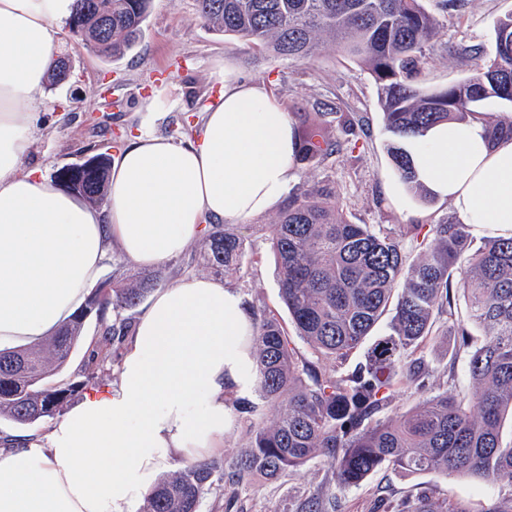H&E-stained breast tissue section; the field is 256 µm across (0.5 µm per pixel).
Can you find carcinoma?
Masks as SVG:
<instances>
[{
    "label": "carcinoma",
    "instance_id": "1",
    "mask_svg": "<svg viewBox=\"0 0 512 512\" xmlns=\"http://www.w3.org/2000/svg\"><path fill=\"white\" fill-rule=\"evenodd\" d=\"M422 0H195L199 17L212 28L247 42L255 52L273 51L290 60L310 58L329 44L368 69L378 85L393 167L407 187L416 182L407 144L426 128L462 120L491 103H512V14L493 25L494 53L467 50L474 74L456 84L427 89L417 82L436 21ZM152 0H74L66 19L69 33L103 58L120 57L142 37ZM325 112H306L294 127L295 162H321L343 147L356 146L359 120L340 117L329 129ZM89 168L56 172L57 182L89 204L104 202L110 157L91 156ZM280 297L296 335L316 360L298 362L288 333L275 315L251 310V375L259 398L272 410L269 422L253 429L250 443L217 464L192 462L164 478L147 494L141 512H200L215 483L239 485L323 457L334 464L336 488L362 482L382 467L414 474H470L489 483H512V439L502 427L512 414V238L493 237L473 251L464 224H408L398 232L356 224L336 203V188L319 186L290 193L270 227ZM424 250L404 270L407 249ZM244 239L228 224H210L200 256L216 275L240 269ZM402 288H397L398 283ZM159 286L140 271L114 284L103 283L43 344L0 350V417L29 425L62 411L74 384L50 382L76 347L85 320L102 326L99 349L133 336L122 311L137 306ZM460 293L467 322L454 335L468 351L472 394L448 389L427 396L397 417H380L399 384L425 388L428 341L443 317L454 320ZM394 306L389 333L367 350L348 376L324 368L361 347ZM114 319L105 318L107 310ZM404 512H474L448 509L447 500L417 498Z\"/></svg>",
    "mask_w": 512,
    "mask_h": 512
}]
</instances>
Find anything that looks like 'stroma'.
<instances>
[{
    "label": "stroma",
    "instance_id": "obj_1",
    "mask_svg": "<svg viewBox=\"0 0 512 512\" xmlns=\"http://www.w3.org/2000/svg\"><path fill=\"white\" fill-rule=\"evenodd\" d=\"M436 19V34L427 53L420 81L428 87H445L472 73L462 48L477 46L492 51L493 22L512 12V0H463L459 11L447 12L443 0H423ZM59 52L71 62L70 76L61 87L46 86L30 126L31 150L25 168L47 177L68 164L105 152L117 157L131 136L149 134L168 138L170 129L199 127L200 111L224 91L213 73L230 62L234 76L261 80L270 76L268 91L285 112L298 109L341 111L361 117L367 135L355 150H343L318 166H298L291 190H306L327 183L348 217L358 224L455 222L449 203L411 192L395 173L388 156V137L378 104L377 85L368 70L324 47L312 58L292 61L267 52H253L244 43L204 26L196 17L195 0H153L147 29L139 45L122 58L105 59L91 51L67 28L59 30ZM277 208L247 219L237 229L246 243L239 270L224 275L225 286L237 290L245 302L273 311L283 326H290L280 295L269 227ZM199 241H192L179 256L153 266L161 287L184 278L208 276L197 262ZM101 334L96 316H89L67 364L53 379L76 383L80 389L70 399L78 404L87 392L118 380V358H109L95 377L85 367ZM432 373L425 391L402 384L395 388L388 407L390 416L411 408L422 394L442 388L462 393L473 390L466 372V352L453 334L438 336L426 348ZM333 466L319 457L289 469L278 479L256 476L236 487L233 512H305L314 497L332 483ZM425 494L471 508L472 512H497L512 496V484H488L479 478L453 474H409L383 469L360 486L337 491L323 499L324 512H399L404 501Z\"/></svg>",
    "mask_w": 512,
    "mask_h": 512
}]
</instances>
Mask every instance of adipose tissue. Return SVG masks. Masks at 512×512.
I'll return each mask as SVG.
<instances>
[{"label": "adipose tissue", "instance_id": "adipose-tissue-1", "mask_svg": "<svg viewBox=\"0 0 512 512\" xmlns=\"http://www.w3.org/2000/svg\"><path fill=\"white\" fill-rule=\"evenodd\" d=\"M73 0H0V349L39 341L82 303L112 245L137 265L180 255L205 222L237 223L283 199L296 176L293 127L263 84L215 76L186 145L138 135L94 207L22 168L29 107L58 53ZM416 179L476 231L512 236V137L484 113L410 141ZM253 320L222 282L155 291L119 366L42 436L0 449V512H133L177 459L218 448L234 424L227 395L250 391Z\"/></svg>", "mask_w": 512, "mask_h": 512}]
</instances>
